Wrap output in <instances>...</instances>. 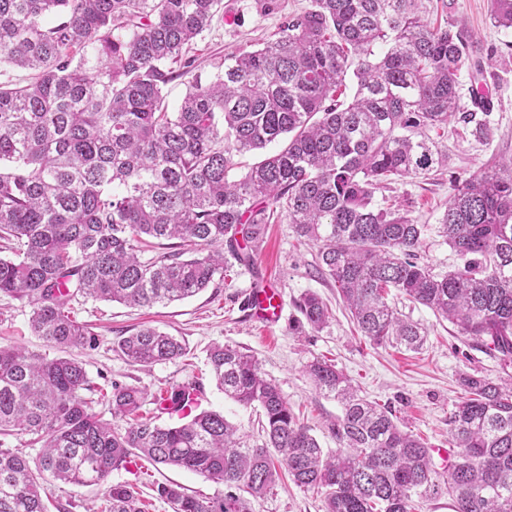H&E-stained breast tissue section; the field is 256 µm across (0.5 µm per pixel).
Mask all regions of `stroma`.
I'll list each match as a JSON object with an SVG mask.
<instances>
[{
    "mask_svg": "<svg viewBox=\"0 0 512 512\" xmlns=\"http://www.w3.org/2000/svg\"><path fill=\"white\" fill-rule=\"evenodd\" d=\"M224 18L213 21L196 40V74L212 78L224 63L225 54L253 46L271 36L284 15L301 12L310 0H223ZM492 0H424L423 16L448 20L474 33L482 51L493 52L484 77L494 109L488 114L489 140L475 138L469 128L448 123V171L413 182H395L376 193L377 203L407 213L424 232L419 249L421 263L434 273L445 274L461 266V258L438 232L439 220L448 206L455 185L479 169L512 158V29L496 26L491 17ZM314 245L297 238L290 225H268L264 242L252 266L235 265L232 276L216 282L200 294L167 305L129 308L112 302L75 298V318L88 324L96 343L73 353L81 361L95 388L112 383L136 386L155 394L187 382L199 386L201 409L223 412L251 442L262 443L260 409L246 408L225 398L211 379L206 365L209 349L217 343L250 351L266 376L301 422L327 450H336L328 429L340 415V404L318 390L306 373L309 361L324 357L335 362L368 400L391 407L402 429L419 436L432 448L451 445L448 419L463 396L468 376L499 379L503 371L497 357L470 338L459 335L448 321L413 303L398 292L389 299L401 317L418 324L425 333L423 346L409 350L397 344L375 346L359 335L332 282L315 276L311 264ZM266 273L279 288L286 307L281 324L267 327L253 321L247 296L256 272ZM313 291L327 304L330 318L318 331L293 329L301 315L297 303ZM27 302L0 298V346L19 344L44 350L43 340L28 328ZM150 325L176 336L186 346L185 356L172 362L141 367L127 362L114 350V343L133 329ZM110 483L137 488L146 512H173L157 495L162 483H176L187 493L212 496L222 485L199 474L156 465L144 458L133 467L112 472ZM254 512H323L322 493L279 481L272 493L254 500Z\"/></svg>",
    "mask_w": 512,
    "mask_h": 512,
    "instance_id": "stroma-1",
    "label": "stroma"
}]
</instances>
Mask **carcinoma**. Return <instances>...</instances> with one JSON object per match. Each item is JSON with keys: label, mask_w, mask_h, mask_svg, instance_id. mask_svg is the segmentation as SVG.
I'll return each mask as SVG.
<instances>
[{"label": "carcinoma", "mask_w": 512, "mask_h": 512, "mask_svg": "<svg viewBox=\"0 0 512 512\" xmlns=\"http://www.w3.org/2000/svg\"><path fill=\"white\" fill-rule=\"evenodd\" d=\"M220 10L221 0H0V65L37 71L30 84H0V242L12 251L0 257V296L27 301L32 333L59 351L0 346V512H67L48 496L52 481L105 487L102 512H145L133 487L108 484L139 456L224 485L214 497L159 485L174 512H253L251 499L279 479L276 456L296 485L324 492L325 512H413V497L443 488L453 512H512L511 374L464 379L446 476L420 437L318 357L307 372L342 406L329 425L334 452L254 356L229 344L210 349V370L225 397L261 407V445L223 413L198 411L192 383L155 398L182 414L178 425L139 418L148 393L127 385L102 395L130 420L124 432L91 411L83 363L66 355L95 340L72 316L75 295L128 307L193 297L224 280L226 256L250 265L267 225L284 220L318 245V272L371 343L423 344L389 301L393 288L512 365V158L449 199L440 229L464 264L443 275L419 262L424 225L375 201L393 182L448 167L429 136L443 137L448 119L489 137L486 121L459 111V71L476 42L424 19L420 0H310L204 81L189 50ZM493 20L512 29V0H494ZM189 74L168 111V84ZM250 152L259 159L242 172ZM161 239L179 249L142 257ZM298 307L313 330L328 321L313 292ZM116 350L144 367L184 354L150 326ZM14 435L40 445L36 457L3 447Z\"/></svg>", "instance_id": "carcinoma-1"}]
</instances>
